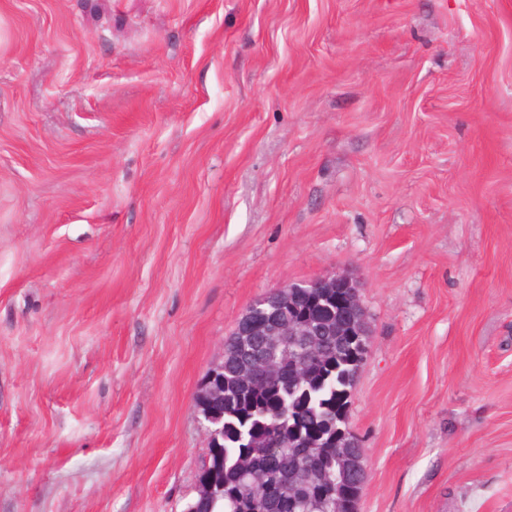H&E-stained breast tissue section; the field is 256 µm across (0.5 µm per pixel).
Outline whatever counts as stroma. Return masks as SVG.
<instances>
[{"instance_id": "obj_1", "label": "stroma", "mask_w": 512, "mask_h": 512, "mask_svg": "<svg viewBox=\"0 0 512 512\" xmlns=\"http://www.w3.org/2000/svg\"><path fill=\"white\" fill-rule=\"evenodd\" d=\"M358 283V512H512V0H0V512H183L245 309Z\"/></svg>"}]
</instances>
